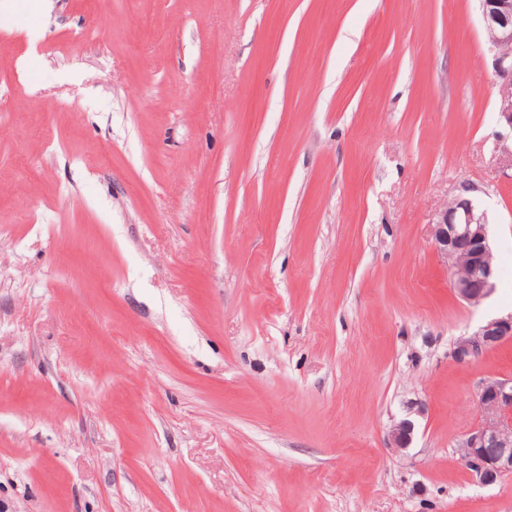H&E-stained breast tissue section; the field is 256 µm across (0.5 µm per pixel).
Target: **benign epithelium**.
<instances>
[{
    "instance_id": "1",
    "label": "benign epithelium",
    "mask_w": 512,
    "mask_h": 512,
    "mask_svg": "<svg viewBox=\"0 0 512 512\" xmlns=\"http://www.w3.org/2000/svg\"><path fill=\"white\" fill-rule=\"evenodd\" d=\"M486 31L493 70L500 82L501 100H512V0H477ZM486 211L466 194L456 196L430 225L432 244L449 265L452 288L460 299L478 304L495 290L494 255ZM512 338V313L492 318L470 336L460 337L451 355L471 363L504 340ZM477 404L480 422L458 444L461 460L472 479L493 484L512 476V379L480 382ZM414 424L404 419L393 425L388 447H408Z\"/></svg>"
}]
</instances>
